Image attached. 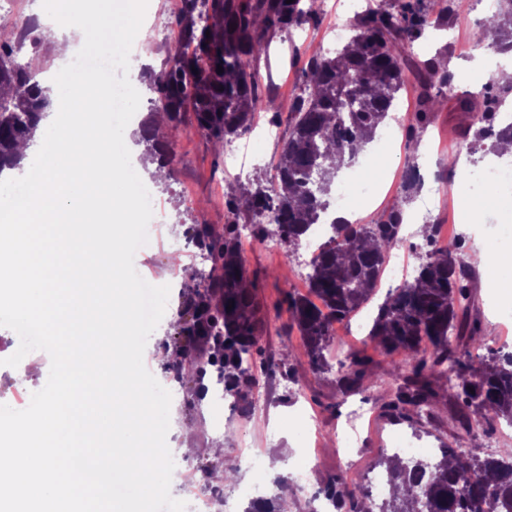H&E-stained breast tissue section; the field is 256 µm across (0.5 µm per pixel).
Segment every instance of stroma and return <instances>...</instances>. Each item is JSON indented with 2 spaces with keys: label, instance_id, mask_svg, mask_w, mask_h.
I'll return each instance as SVG.
<instances>
[{
  "label": "stroma",
  "instance_id": "1",
  "mask_svg": "<svg viewBox=\"0 0 512 512\" xmlns=\"http://www.w3.org/2000/svg\"><path fill=\"white\" fill-rule=\"evenodd\" d=\"M344 0H320L317 21L303 24L290 33L272 36L267 52L257 60L262 75L261 93L272 94L277 111L256 113L254 124L264 127L277 125L279 134L267 140L260 152L248 147L251 133H243L236 142L241 150L235 162H228L219 139L198 131L192 111H185L181 125L171 130L173 170L162 182L152 183L158 210L155 224L147 228L152 246L136 253L134 266L151 285L170 288L165 313L150 335L144 351V365L172 395L170 427L166 442L176 471H187L196 486L211 489L213 459L210 449L214 442L223 441L225 468L235 471V482L251 485L255 481L273 483L284 478L288 486L287 512H314V497L319 496L326 481L342 476L348 469L363 472L372 466L383 449L390 447L394 437L404 435L426 448H441L450 444L466 453L500 454L512 447V426L495 423L488 430L465 434L450 418L449 409H441L433 418L409 424L382 411L387 402L385 393L389 371L399 362V354L382 356L366 332L356 331L354 320L336 324L331 345L332 359L344 358L350 351H366L373 359L372 374L367 390L343 393L336 388L332 372L313 371L300 333L288 311L289 294L302 291L310 271L309 264H298L297 252L284 245L270 246L268 240L256 234L240 236L238 247L248 269V287L261 307L262 324L258 332L259 353L255 354L252 373L254 384L242 388L240 394H225L223 425L214 428L209 413L211 375L215 370L210 359L211 345L194 342L193 349L205 359L204 367L194 368L182 379H174L162 352L185 344L181 332L182 312L192 304L194 291L183 288L186 277L202 280L211 267L201 263L195 233L209 227L215 235H223L230 219L226 200L230 188H256L268 183L274 174L277 159L288 133V114L305 84L307 61L320 54H335L340 44L332 38L337 18L353 23V14L345 13ZM486 15L477 10L457 15L447 28H428L419 42L426 55L442 52L443 62L452 72L470 69L476 56L485 53L490 40L486 34ZM171 48L161 43L138 44L135 65L128 72L132 85L141 95L136 117L128 124L124 139L131 152L133 166H140L143 148L138 145L139 120L148 114L155 97L147 76L159 71ZM486 75L475 77L474 84L459 85L454 95H443L442 107L430 114V123L417 138L408 131L417 120L418 98L414 83H407L398 96L396 118L386 119V127L397 130L396 149L388 154L387 163L373 171L372 177L382 184L373 206L362 208L361 221L376 224L393 209H402L405 227H412L428 194H436L434 216L439 227L440 241H464L460 256L473 274L474 305L470 311L477 320L486 346L472 351L473 360L485 358L488 351H500L501 323L491 322V299L487 267L499 253L491 241V225L512 226V205L497 187L478 186L485 196V209L471 215L469 222L458 221L457 214L470 192V171L477 162L459 166L458 158L465 153L479 125V113L470 119H460L455 110V95H479L487 83ZM418 163L420 187L406 191L402 172L409 163ZM19 346L17 334L0 327V404L15 406L24 392L44 387L45 377L22 375L20 368L4 365L3 360ZM361 421V441L357 448L343 453L332 449L353 419ZM198 429L193 455L181 454V432ZM253 452L265 456V470L254 475L247 468V456Z\"/></svg>",
  "mask_w": 512,
  "mask_h": 512
}]
</instances>
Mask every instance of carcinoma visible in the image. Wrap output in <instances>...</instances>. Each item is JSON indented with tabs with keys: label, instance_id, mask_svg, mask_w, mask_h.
Wrapping results in <instances>:
<instances>
[{
	"label": "carcinoma",
	"instance_id": "1",
	"mask_svg": "<svg viewBox=\"0 0 512 512\" xmlns=\"http://www.w3.org/2000/svg\"><path fill=\"white\" fill-rule=\"evenodd\" d=\"M197 5L198 0H184L182 14L193 52L171 53L165 67L150 75L157 94L150 114L164 112L174 124L191 102L199 129L217 139L238 136L249 130L256 113L275 111L272 96L259 93L261 76L252 66L268 48L269 33H288L316 19L317 9L302 0H210L203 15ZM431 25L439 22H431L424 0H395L390 9L379 3L359 15L341 49L307 62L306 94L290 112L275 175L265 186L228 197L233 220L224 225V245H216L209 228L196 231L197 241L215 250L212 282L198 293L182 331L224 349L229 386L249 380L257 346L258 304L246 286L247 269L235 243L239 221L265 215L284 246H300L327 206V185L355 162L360 147L373 141L410 78L422 106L418 129L425 128L443 89H453V73L440 67L437 57L422 59L414 53ZM511 25L512 13L505 21L494 15L488 22L491 46L502 54L512 53ZM14 39L12 33H0V172L17 165L15 147L35 137L51 106L31 66L15 62ZM501 102L492 80L484 88L485 118L473 134L470 153H496L501 141L512 140V127L503 129L497 122ZM141 142L148 159L170 168L169 143L159 138L151 117L141 124ZM402 223L403 211L395 209L378 224H332V235L310 260L306 280L318 302L288 295L313 370H332V323L370 302L401 240ZM420 247L414 276L388 292L368 332L380 351L403 356L390 371L387 411L412 422L432 415L445 401L454 408L455 425L468 434L501 419L512 426V354L479 362L470 358V350L485 342L468 316L472 284L460 269L461 245L437 246L432 226ZM165 355L179 377L185 367L201 363L198 354L186 349ZM371 364L361 352L338 361V389L362 388ZM375 466L392 476L393 493L382 512H512L511 454L481 457L443 448L440 459L428 465L384 453ZM324 496L336 512H363L359 504L368 499L361 486L338 478L326 483Z\"/></svg>",
	"mask_w": 512,
	"mask_h": 512
}]
</instances>
